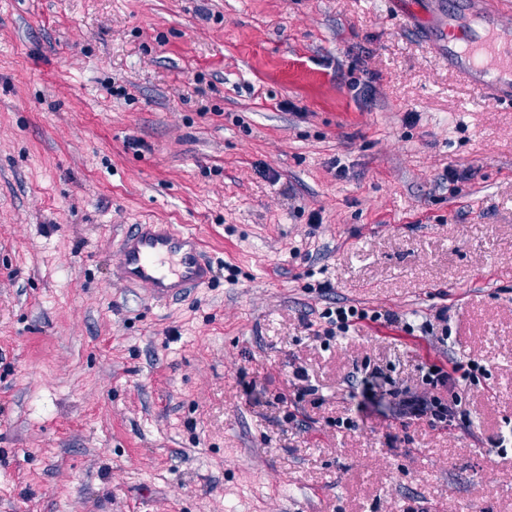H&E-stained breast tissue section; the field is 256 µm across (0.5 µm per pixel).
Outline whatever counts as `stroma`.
<instances>
[{"label": "stroma", "mask_w": 512, "mask_h": 512, "mask_svg": "<svg viewBox=\"0 0 512 512\" xmlns=\"http://www.w3.org/2000/svg\"><path fill=\"white\" fill-rule=\"evenodd\" d=\"M133 224L211 283L114 284ZM0 512H512V107L393 0H0ZM321 318L325 319V326L317 332L318 336H324L326 339L334 338L335 336H341L348 332L352 326L358 321L369 320L372 322H378L383 319L384 322L392 324H402V329L406 332L411 333L414 331V327L409 322L393 313H381L375 310H368L365 308H359L355 305H342L333 308L325 309L321 313ZM339 333V334H338ZM469 362L466 365L452 363L450 370L436 363L423 365L419 386L403 387L391 393L396 415L408 419L428 417L440 423L453 422L458 416H465L460 390L464 391L478 367L475 360ZM444 392H448V400L443 397Z\"/></svg>", "instance_id": "1"}]
</instances>
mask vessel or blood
Here are the masks:
<instances>
[{"label": "vessel or blood", "mask_w": 512, "mask_h": 512, "mask_svg": "<svg viewBox=\"0 0 512 512\" xmlns=\"http://www.w3.org/2000/svg\"><path fill=\"white\" fill-rule=\"evenodd\" d=\"M436 53L486 103L512 104V0H459L430 35ZM112 278L166 303L213 276L198 235L174 224H135L117 247Z\"/></svg>", "instance_id": "vessel-or-blood-1"}]
</instances>
